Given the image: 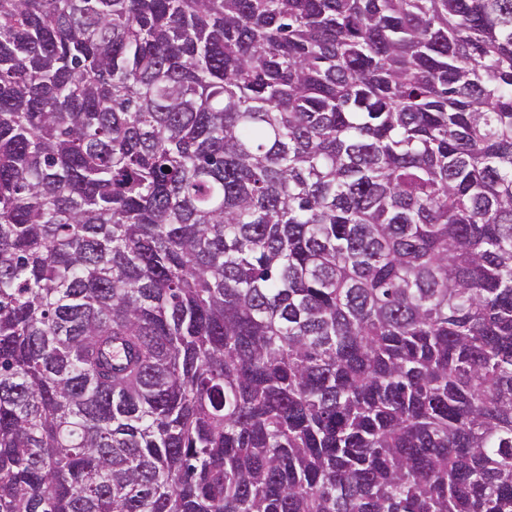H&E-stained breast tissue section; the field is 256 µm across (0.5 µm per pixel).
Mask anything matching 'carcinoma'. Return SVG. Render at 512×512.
<instances>
[{
  "instance_id": "carcinoma-1",
  "label": "carcinoma",
  "mask_w": 512,
  "mask_h": 512,
  "mask_svg": "<svg viewBox=\"0 0 512 512\" xmlns=\"http://www.w3.org/2000/svg\"><path fill=\"white\" fill-rule=\"evenodd\" d=\"M0 512H512V0H0Z\"/></svg>"
}]
</instances>
